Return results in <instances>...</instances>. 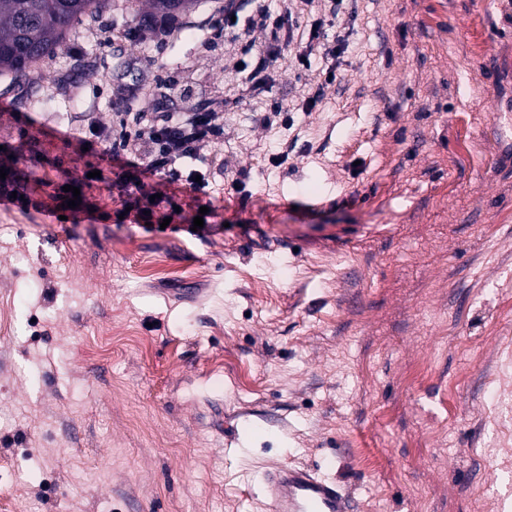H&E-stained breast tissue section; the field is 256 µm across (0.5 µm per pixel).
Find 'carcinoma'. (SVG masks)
<instances>
[{
    "label": "carcinoma",
    "instance_id": "obj_1",
    "mask_svg": "<svg viewBox=\"0 0 512 512\" xmlns=\"http://www.w3.org/2000/svg\"><path fill=\"white\" fill-rule=\"evenodd\" d=\"M150 16L172 17L197 0H147ZM112 0H0V76L16 80L50 57L75 23Z\"/></svg>",
    "mask_w": 512,
    "mask_h": 512
}]
</instances>
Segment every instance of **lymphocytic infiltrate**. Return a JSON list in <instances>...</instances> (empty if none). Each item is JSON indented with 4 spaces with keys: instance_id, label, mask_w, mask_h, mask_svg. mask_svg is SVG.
<instances>
[{
    "instance_id": "obj_1",
    "label": "lymphocytic infiltrate",
    "mask_w": 512,
    "mask_h": 512,
    "mask_svg": "<svg viewBox=\"0 0 512 512\" xmlns=\"http://www.w3.org/2000/svg\"><path fill=\"white\" fill-rule=\"evenodd\" d=\"M196 91L174 76L150 75L147 82L117 87V102L124 103L144 96H163L181 104L178 112H95L87 126L89 134L101 147L104 160L127 158L146 171L163 177L166 182L189 184L192 191L205 194L208 179L198 178L196 170H184L185 158H202L213 162L224 156L223 89L212 90L210 107L194 108Z\"/></svg>"
}]
</instances>
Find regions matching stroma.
<instances>
[{"mask_svg":"<svg viewBox=\"0 0 512 512\" xmlns=\"http://www.w3.org/2000/svg\"><path fill=\"white\" fill-rule=\"evenodd\" d=\"M223 4L158 44L116 0L70 34L80 60L0 77V153L38 202L0 209V512H266L286 463L362 512H512V0H248L344 37L336 79L290 45L226 106L215 231H145L77 138L140 59L233 92L265 34L200 60ZM106 23L131 39L104 69ZM270 103L289 123L255 121ZM69 179L108 220L54 221Z\"/></svg>","mask_w":512,"mask_h":512,"instance_id":"35a3bbf8","label":"stroma"}]
</instances>
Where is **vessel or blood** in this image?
Returning <instances> with one entry per match:
<instances>
[{"label":"vessel or blood","instance_id":"b4317fda","mask_svg":"<svg viewBox=\"0 0 512 512\" xmlns=\"http://www.w3.org/2000/svg\"><path fill=\"white\" fill-rule=\"evenodd\" d=\"M268 512H357L353 496L316 471L283 464L264 476Z\"/></svg>","mask_w":512,"mask_h":512}]
</instances>
